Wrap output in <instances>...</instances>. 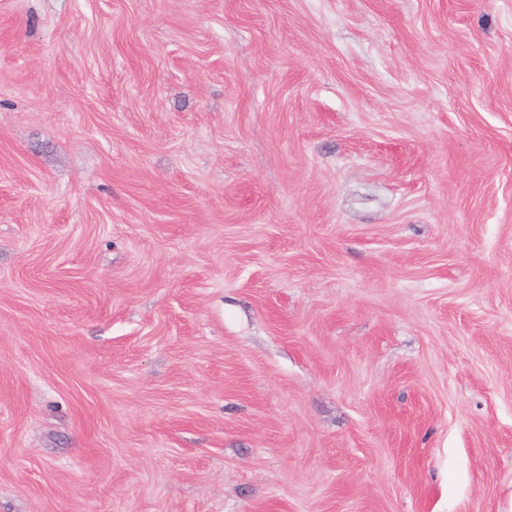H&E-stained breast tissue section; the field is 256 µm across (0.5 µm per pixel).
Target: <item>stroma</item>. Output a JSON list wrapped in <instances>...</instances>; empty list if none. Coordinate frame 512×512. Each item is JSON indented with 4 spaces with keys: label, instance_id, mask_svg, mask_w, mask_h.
<instances>
[{
    "label": "stroma",
    "instance_id": "stroma-1",
    "mask_svg": "<svg viewBox=\"0 0 512 512\" xmlns=\"http://www.w3.org/2000/svg\"><path fill=\"white\" fill-rule=\"evenodd\" d=\"M512 0H0V512H507Z\"/></svg>",
    "mask_w": 512,
    "mask_h": 512
}]
</instances>
